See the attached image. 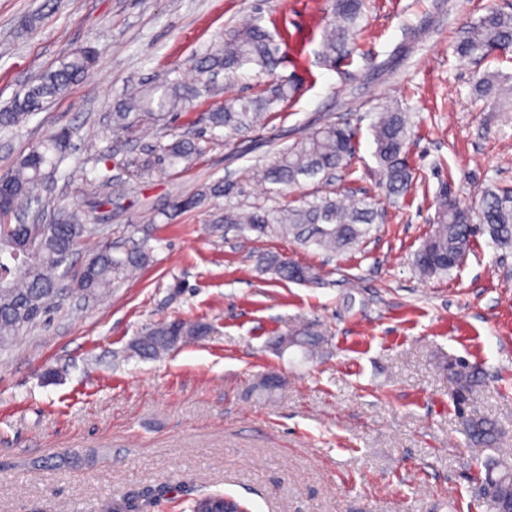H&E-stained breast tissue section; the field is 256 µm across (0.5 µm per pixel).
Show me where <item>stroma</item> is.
<instances>
[{
    "instance_id": "stroma-1",
    "label": "stroma",
    "mask_w": 512,
    "mask_h": 512,
    "mask_svg": "<svg viewBox=\"0 0 512 512\" xmlns=\"http://www.w3.org/2000/svg\"><path fill=\"white\" fill-rule=\"evenodd\" d=\"M331 0H0V108L61 56L94 47V68L18 129L0 133V174L61 129L65 160L47 182L46 218L81 211L99 231L73 257L147 239L149 263L92 306L71 297L47 323L0 352V512H98L139 494L140 512H189L224 494L247 512H494L465 435L475 415L501 426L512 454V250L477 236L445 277H421L413 254L430 232L440 190L470 203L495 182L512 186V123L474 103L475 71L512 74V54L460 66L453 43L488 8L512 0H367L356 46L326 62L321 30ZM40 13L35 28L24 22ZM261 22L285 58L273 73L244 67L179 110L152 137L196 138L188 170L126 179L123 158L150 143L113 129L126 89L166 78L193 83L194 60L226 30ZM299 90L284 111L233 140L207 112L281 81ZM409 107L406 195L377 185L371 125L384 103ZM349 127L353 154L335 189L384 216L358 246L330 257L290 240L241 243L213 226L224 199L174 211L221 181L261 203L259 171L273 151L327 122ZM125 178L104 199L85 176ZM277 253L316 269L313 283L260 271ZM213 327L153 359L129 351L153 324ZM310 324L315 353L279 352L275 337ZM478 378L461 392L448 367ZM55 380H45L47 369ZM282 380L272 395L257 385Z\"/></svg>"
}]
</instances>
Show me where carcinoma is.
<instances>
[{
  "label": "carcinoma",
  "mask_w": 512,
  "mask_h": 512,
  "mask_svg": "<svg viewBox=\"0 0 512 512\" xmlns=\"http://www.w3.org/2000/svg\"><path fill=\"white\" fill-rule=\"evenodd\" d=\"M363 0H334V19L323 31L325 58L335 63L352 51ZM512 52V13L492 9L471 23L454 46L462 61L482 60L495 53ZM282 59L281 46L261 25L253 23L224 34V42L206 50L195 62L198 75L194 85L162 80L151 93H131L112 112V125L129 127L134 120L156 125L168 119L185 103L199 97L212 86L217 73L232 77L244 66L271 73ZM96 62L90 47L75 50L44 70L23 94L0 110V131L21 126L50 100L63 95L79 82ZM296 85L290 81L262 90L251 99H236L224 107L205 113L212 128L228 134L247 130L277 107L292 98ZM472 96L492 106L494 111L512 113V76L484 71L474 77ZM412 131L410 113L397 105L377 107L371 133L375 144L382 192L388 197L407 193L415 173L408 162V142ZM353 133L347 127L328 123L292 145L276 151L261 170V179L271 188L266 191L273 205L238 204L224 208V228L238 236L291 239L307 248L314 246L333 255L350 249L365 239L372 224L381 217L374 203L355 200L349 204L330 196L317 197L300 207L283 202L285 191L300 179H319L330 185L336 174L346 169L352 154ZM69 132L61 131L32 147L0 177V349L9 346L21 333L47 321L53 307L68 295L77 293L87 301L98 302L121 287L129 274L145 266L150 251L143 240L130 239L118 248L104 244L90 255L74 278L68 276L71 260L81 241L93 232L80 212H71L60 221L28 224L24 214L45 209L39 189L47 170L55 171L64 160ZM201 152L195 140L174 136L164 144L156 142L145 157H129L123 166L130 175L155 170L159 173L190 163ZM231 186L218 181L203 186L174 204L175 210H190L226 196ZM488 235L493 244L512 247V188L490 185L481 190L470 207L460 205L447 192L436 200V218L429 234L414 253L413 265L424 278L444 276L459 266L473 239ZM261 265L286 281L311 282L318 273L277 254H264ZM212 331L207 322L175 319L148 328L130 345L133 355L155 358L190 338ZM321 342L320 334L300 327L276 337V349L298 346L308 352ZM469 439L486 447L500 435L495 424L479 417L468 420ZM484 481L493 506L502 512L512 509V461L490 457L483 462Z\"/></svg>",
  "instance_id": "carcinoma-1"
}]
</instances>
